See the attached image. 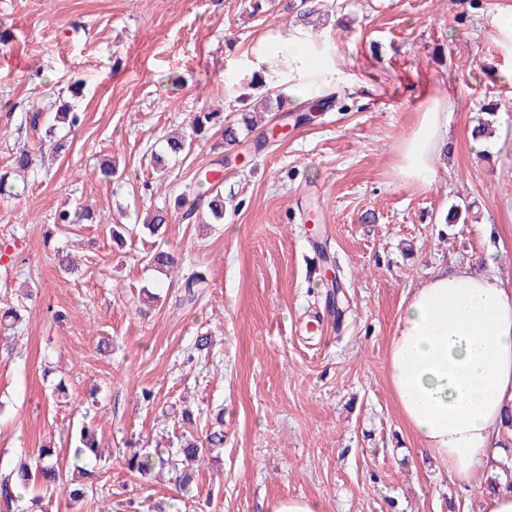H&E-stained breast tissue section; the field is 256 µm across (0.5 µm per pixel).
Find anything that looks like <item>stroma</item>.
I'll return each mask as SVG.
<instances>
[{
	"label": "stroma",
	"mask_w": 512,
	"mask_h": 512,
	"mask_svg": "<svg viewBox=\"0 0 512 512\" xmlns=\"http://www.w3.org/2000/svg\"><path fill=\"white\" fill-rule=\"evenodd\" d=\"M289 2L0 0V173L12 188L0 243L22 245L0 265V309L23 317L0 353V474L43 448L70 462L87 422L103 450L86 464L88 492L110 512H265L285 496L324 512H482V489L450 478L405 425L387 352L431 274L512 288V0H313L315 45L344 73L333 109L299 123L292 100L222 144L239 93L278 91L237 60L268 32L307 30ZM77 82L81 123L55 124L59 91ZM441 98L448 149L424 187L401 178L398 147ZM208 107L222 122L169 154L165 137ZM487 119L490 137L473 140ZM22 147L33 161L18 176ZM208 170L224 221L182 222L174 201L205 191ZM454 204L467 216L450 226ZM77 207L92 222L55 227ZM161 207L165 235L138 231ZM154 244L177 267L148 266ZM194 273L204 282L191 293ZM216 412L224 444L195 465L189 493L174 472L128 467L133 453L205 440Z\"/></svg>",
	"instance_id": "obj_1"
}]
</instances>
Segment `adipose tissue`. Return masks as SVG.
<instances>
[{
    "label": "adipose tissue",
    "mask_w": 512,
    "mask_h": 512,
    "mask_svg": "<svg viewBox=\"0 0 512 512\" xmlns=\"http://www.w3.org/2000/svg\"><path fill=\"white\" fill-rule=\"evenodd\" d=\"M279 85L310 80L319 92L341 80L335 60L282 31L243 60ZM451 103L421 112L399 151L401 176L427 186ZM389 383L401 416L457 482L482 487L512 409V289L482 274L438 272L411 291L388 348Z\"/></svg>",
    "instance_id": "ef3b65f1"
}]
</instances>
